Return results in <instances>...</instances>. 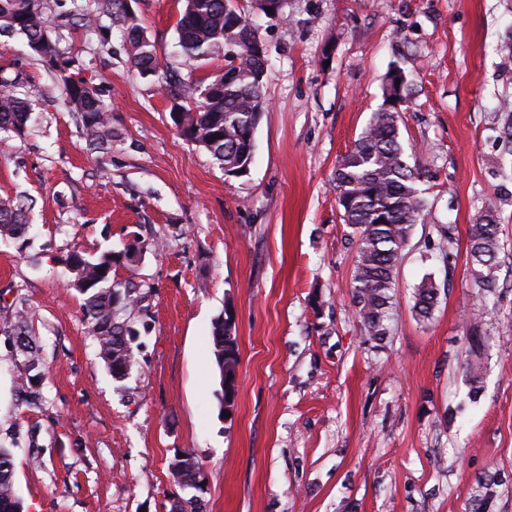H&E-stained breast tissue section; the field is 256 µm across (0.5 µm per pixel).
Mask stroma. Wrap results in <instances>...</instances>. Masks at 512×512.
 Wrapping results in <instances>:
<instances>
[{
  "mask_svg": "<svg viewBox=\"0 0 512 512\" xmlns=\"http://www.w3.org/2000/svg\"><path fill=\"white\" fill-rule=\"evenodd\" d=\"M183 0H131L162 68L202 78L223 56L176 47ZM269 68L254 161L225 175L179 135L170 103L133 70L120 29L110 42L76 24L51 28L61 59L112 113L110 153L92 150L63 89L21 36H0V79L39 115L0 139V198H34L33 243L0 240V326L19 309L41 349L38 407L0 333V437L15 434L27 512H171L170 464L193 451L203 512H471L479 481L500 480L489 512H512V155L497 105L512 100V0H287L271 20L240 0ZM408 86L400 132L417 148L427 202L396 274L392 334L367 340L352 304L356 238L336 202V165L383 103L389 69ZM500 215L492 320L480 322L483 389L463 370L477 320L469 228ZM143 242L115 280L148 311L137 365L115 381L97 355L63 261ZM440 292L429 321L412 313L424 276ZM232 311L240 347L230 415L215 396V320ZM478 321V320H477ZM39 455L42 466L30 463Z\"/></svg>",
  "mask_w": 512,
  "mask_h": 512,
  "instance_id": "obj_1",
  "label": "stroma"
}]
</instances>
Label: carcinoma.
<instances>
[{"label":"carcinoma","mask_w":512,"mask_h":512,"mask_svg":"<svg viewBox=\"0 0 512 512\" xmlns=\"http://www.w3.org/2000/svg\"><path fill=\"white\" fill-rule=\"evenodd\" d=\"M44 0H0V31L25 38L29 49L43 45L40 61L51 65L61 78L65 101L89 143L104 147L112 142V118L97 90L83 79L66 74L67 64L59 63L56 42L50 35ZM85 26L100 32L107 17L125 25V40L132 66L139 76L158 86L165 96L178 102L186 112L182 136L201 143L227 175L249 168L254 151L252 131L254 111L264 103L267 64L264 48L259 46L258 28L242 15L239 0H184L176 23L178 44L192 60L224 52L227 71L222 89L205 93L195 79H186L173 70L160 68L154 41L124 9L123 0H57ZM408 96L401 71L390 70L383 85V104L374 113L352 147L336 166L338 205L343 223L355 229L358 247L351 278V295L363 331L382 342L391 333L394 276L404 257L415 224L426 210V202L417 187L421 172L409 163L400 141V115L397 101ZM501 138L512 152V101L503 100L499 108ZM32 107L9 87L0 94V133L21 136L30 127ZM34 199L17 196L0 200V237L26 240L29 224L26 214ZM501 245L497 210L488 207L469 229V264L474 286L481 298L480 317L493 314L484 295L497 287V269ZM123 253L111 250L85 256L79 251L68 254L65 263L74 274L73 287L84 296L83 314L91 325L99 356L109 370L118 365L137 363L141 336L135 322L125 316L139 296L135 288L112 279V266ZM439 302V291L429 277L422 279L414 292L412 312L425 321L432 317ZM5 332L16 337L26 354L28 371H40L38 349L31 345L28 315L20 313ZM472 358L465 370L473 392L480 390V356L487 339L478 326L467 336ZM213 355L221 367L220 346L224 344V316L214 323ZM16 441H0V512H24L16 489L12 448ZM171 468L186 477L197 475L201 465L190 451L174 456ZM207 486L190 491L178 501V512H203Z\"/></svg>","instance_id":"cac0c4a2"}]
</instances>
